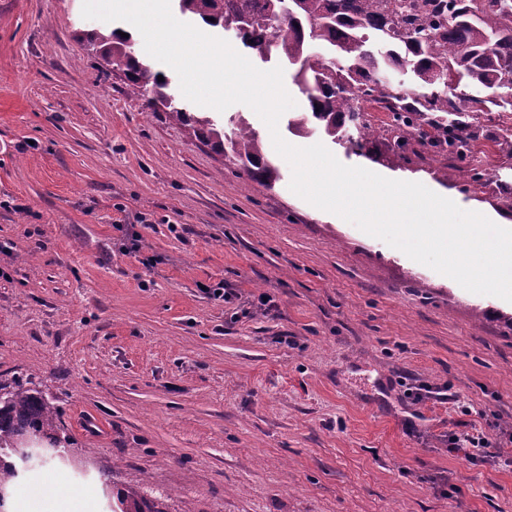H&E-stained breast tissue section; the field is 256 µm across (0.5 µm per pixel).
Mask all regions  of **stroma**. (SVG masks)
<instances>
[{"label": "stroma", "instance_id": "stroma-1", "mask_svg": "<svg viewBox=\"0 0 512 512\" xmlns=\"http://www.w3.org/2000/svg\"><path fill=\"white\" fill-rule=\"evenodd\" d=\"M81 9L0 0V380L111 473L66 475L73 512L129 488L161 512H512V469L448 447L512 428V303L313 207L289 165L244 189L105 72L81 36L113 25ZM331 151L508 219L488 189Z\"/></svg>", "mask_w": 512, "mask_h": 512}]
</instances>
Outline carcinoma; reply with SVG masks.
Masks as SVG:
<instances>
[{
  "label": "carcinoma",
  "instance_id": "carcinoma-1",
  "mask_svg": "<svg viewBox=\"0 0 512 512\" xmlns=\"http://www.w3.org/2000/svg\"><path fill=\"white\" fill-rule=\"evenodd\" d=\"M181 13L212 28L231 31L260 63L293 71L306 112L296 127L313 130L353 153L379 161L387 142L400 163L424 151L441 158L431 170L445 185L467 190L487 174L478 145L495 147L499 169L512 171V0H176ZM107 67L121 68L129 91L146 107L190 127L214 150L239 162L248 179L271 190L280 170L264 153L259 133L243 120L230 132L191 114L168 91V80L135 54L132 40L91 31L84 35ZM390 70L410 76L393 82ZM388 114L375 126L365 107ZM498 112L495 122L491 112ZM495 192L512 211V181L496 176ZM54 405L15 379L0 382L1 491L15 479L22 438L45 448L39 461L57 457L71 440L61 434ZM112 512H162L136 490L118 492Z\"/></svg>",
  "mask_w": 512,
  "mask_h": 512
}]
</instances>
